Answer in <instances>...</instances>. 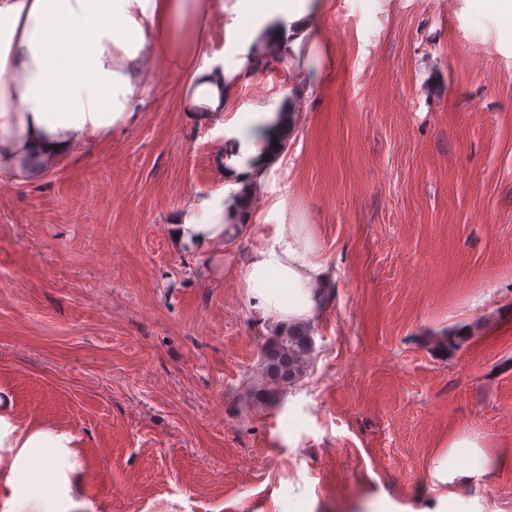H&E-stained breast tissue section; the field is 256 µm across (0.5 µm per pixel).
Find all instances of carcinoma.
<instances>
[{
	"mask_svg": "<svg viewBox=\"0 0 512 512\" xmlns=\"http://www.w3.org/2000/svg\"><path fill=\"white\" fill-rule=\"evenodd\" d=\"M467 339L463 333L449 331L435 338L436 348L443 352L457 350ZM313 349L308 325L272 330L263 347L259 374L246 390L251 403L261 407L275 403L306 374Z\"/></svg>",
	"mask_w": 512,
	"mask_h": 512,
	"instance_id": "obj_1",
	"label": "carcinoma"
}]
</instances>
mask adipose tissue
Masks as SVG:
<instances>
[{
    "label": "adipose tissue",
    "mask_w": 512,
    "mask_h": 512,
    "mask_svg": "<svg viewBox=\"0 0 512 512\" xmlns=\"http://www.w3.org/2000/svg\"><path fill=\"white\" fill-rule=\"evenodd\" d=\"M271 11L282 24L255 25L229 70L189 59L205 44L207 0H0V179L38 183L126 125L150 76L147 59L159 47L183 72L179 98L188 122L212 124L233 87L265 65L266 46L289 56L312 42L318 14L310 0ZM251 219L250 210L201 198L174 217L170 233L177 246L207 255ZM309 251L308 239L294 231L252 253L239 277L253 313L276 327L313 317L324 301L326 267ZM12 405L0 389V512H88L76 435L25 425Z\"/></svg>",
    "instance_id": "1"
}]
</instances>
